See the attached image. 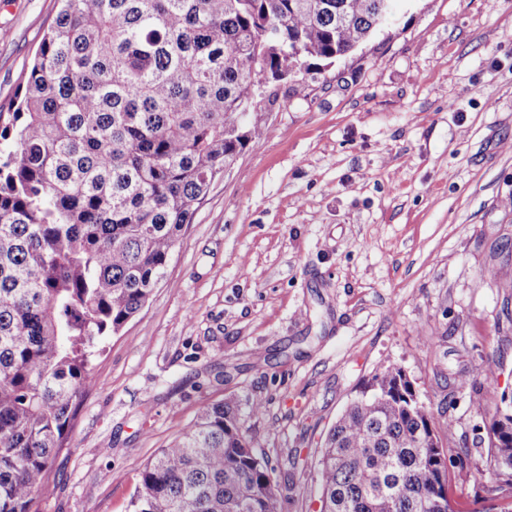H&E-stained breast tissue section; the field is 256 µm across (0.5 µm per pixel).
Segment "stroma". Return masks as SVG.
I'll return each mask as SVG.
<instances>
[{"label": "stroma", "mask_w": 512, "mask_h": 512, "mask_svg": "<svg viewBox=\"0 0 512 512\" xmlns=\"http://www.w3.org/2000/svg\"><path fill=\"white\" fill-rule=\"evenodd\" d=\"M325 72L278 85L164 280L92 362L40 512H129L144 466L236 399L283 512H320L314 462L367 381L401 366L451 425L456 512H489L486 421L512 396V0H392ZM60 0H0V111ZM491 363L495 375L459 384ZM262 413H254V403Z\"/></svg>", "instance_id": "obj_1"}]
</instances>
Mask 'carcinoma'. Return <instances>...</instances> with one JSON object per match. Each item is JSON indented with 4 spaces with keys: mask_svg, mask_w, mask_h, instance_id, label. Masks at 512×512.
<instances>
[{
    "mask_svg": "<svg viewBox=\"0 0 512 512\" xmlns=\"http://www.w3.org/2000/svg\"><path fill=\"white\" fill-rule=\"evenodd\" d=\"M384 0H62L0 140V512H38L91 361L150 300L261 78L365 43ZM488 436L512 512V406ZM321 512H455L434 414L390 364L317 458ZM235 403L203 407L146 464L132 512H282Z\"/></svg>",
    "mask_w": 512,
    "mask_h": 512,
    "instance_id": "cac0c4a2",
    "label": "carcinoma"
}]
</instances>
